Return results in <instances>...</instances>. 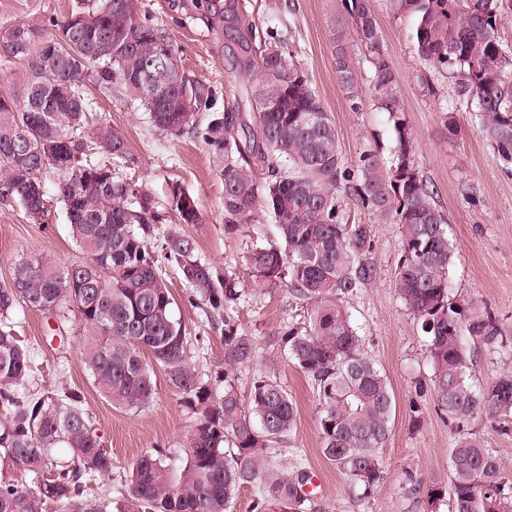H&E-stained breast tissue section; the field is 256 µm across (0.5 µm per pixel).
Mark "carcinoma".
Here are the masks:
<instances>
[{"label":"carcinoma","instance_id":"cac0c4a2","mask_svg":"<svg viewBox=\"0 0 512 512\" xmlns=\"http://www.w3.org/2000/svg\"><path fill=\"white\" fill-rule=\"evenodd\" d=\"M388 7L409 23L425 68L471 97L483 135L512 165V53L499 32L512 0H388ZM241 12L238 0L224 4L240 49L236 65L246 74L255 64L256 35L251 23L234 27ZM331 30L336 77L354 112L366 105L361 63L368 65L371 101L388 113L394 133L387 160L376 141L354 160L342 158L336 126L310 78L275 42H264L255 64L258 82L246 91L255 112H214L200 125L195 111L210 104L212 90L184 76L164 84L163 51L172 39L151 21H136L131 0H95L72 12L53 37L30 22L0 31V41L21 48L19 60L31 75L22 103L0 96V204L19 202L32 216L44 215L47 197L38 173L55 169L58 199L85 255L67 266L29 256L11 280L0 282V459L35 477L32 486L0 482V512H45L50 503L57 512H232L246 488L255 490L252 512H268L274 502L307 512L313 500L302 492L307 470H280L269 462L270 451L286 443L296 424L287 389L260 373L248 396L239 392L238 370L258 357L257 343L241 332L239 275L203 260L174 225L151 247L159 222L151 196L92 162L95 152L115 160L130 156L126 137L112 125L90 126L86 81L121 88L157 130L179 135L190 129L223 154L224 234L264 217L275 224L279 245L254 247L244 262L257 286L285 284L306 312L302 325L289 324L274 341L311 380L323 454L362 499L384 478L379 450L391 431L394 397L385 373L365 354L346 305L372 269L363 259L367 228L343 223L345 198L357 197L382 221L398 225L395 288L426 337L435 409L460 431L451 450V512H512V471L482 438L461 432L480 413L512 418V373L487 387L470 373L476 344L496 342L495 316L474 313L468 300L452 294L449 224L416 164L405 102L368 0H339ZM138 43L161 54L147 64L134 49ZM257 168L265 171L262 182ZM172 208L179 223H198L195 199L178 187ZM166 262L190 290L189 303L223 334L221 388L189 366L187 327L173 314L175 300L162 276ZM23 306L58 318L73 312L96 332L83 346L84 368L116 409L147 408L162 371L198 411L180 459L146 452L129 467L119 496L87 497L86 477L110 475L112 456L91 427L80 393L26 391L30 352L12 321ZM61 446L70 454L65 463L53 455ZM405 491L423 493L431 504L445 496L411 471Z\"/></svg>","mask_w":512,"mask_h":512}]
</instances>
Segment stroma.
<instances>
[{"instance_id": "obj_1", "label": "stroma", "mask_w": 512, "mask_h": 512, "mask_svg": "<svg viewBox=\"0 0 512 512\" xmlns=\"http://www.w3.org/2000/svg\"><path fill=\"white\" fill-rule=\"evenodd\" d=\"M245 18L260 33L273 34L289 60L309 75L338 133L345 159H354L368 140L392 148L394 133L386 113L374 107L354 112L336 78L331 43V20L336 0H245ZM79 0H0V29L17 22L61 21ZM136 20H151L166 28L190 81L204 84L214 93V110L200 109L199 122L212 111L248 113L251 101L238 86L243 78L234 66L230 38L222 22L215 20L217 0H131ZM384 46L391 58L413 132L419 169L434 188L436 206L448 218L454 244L450 268L452 290L471 301L475 312L496 317L502 341L495 348L479 347L472 368L476 383L488 385L500 374L512 371V167L502 162L481 134L469 98L454 94L450 80L426 73L409 39L407 22L397 20L387 0H369ZM84 90L91 101L93 120H106L125 135L132 159L122 162L104 154L95 162L112 168L117 176L135 183L151 195L162 225L177 223L171 207L174 188L188 192L197 202L200 220L182 226L199 256L237 270L245 288L240 309L244 334L259 347L253 364L239 373V388L247 390L253 375L274 373L297 405L296 427L273 455L277 468L303 465L320 487L310 512H448L447 501L428 506L424 497L404 491L406 472L427 484L447 487L450 451L457 438L454 427L435 411L428 388L432 374L426 339L418 323L402 305L395 288L399 258L397 225L385 224L357 200L346 201L343 221L363 224L370 231L371 246L364 259L375 270L373 278L347 306L362 336L365 351L386 374L395 396L391 434L381 450L384 480L371 497L355 501L347 478L324 457L319 428L318 402L308 377L289 363L271 338L291 322L296 301L286 287L255 288L243 256L248 249L277 241L271 220L243 225L237 234L224 233V184L222 156L215 154L192 131L170 135L156 130L138 102L122 89L101 91L92 84ZM452 112L459 134L449 138L444 112ZM39 178L47 191L48 210L42 218L30 216L20 203L0 204V282L11 279L20 257L44 256L57 264L83 261L73 240L63 204L56 195L59 175L43 170ZM175 297L174 314L191 333L189 363L196 374L215 379L224 370V340L210 328L201 311L190 305L189 291L172 265L162 268ZM15 333L31 351L33 371L30 392L78 391L83 407L111 454V476L86 481L90 495L112 498L120 491L128 466L156 448L181 454L187 430L195 415L182 393L165 377H158L152 403L130 413L113 409L92 385L82 361L88 329L74 318H57L17 308ZM420 428H412L414 417ZM467 432L480 436L512 469V429L490 417L476 416Z\"/></svg>"}]
</instances>
